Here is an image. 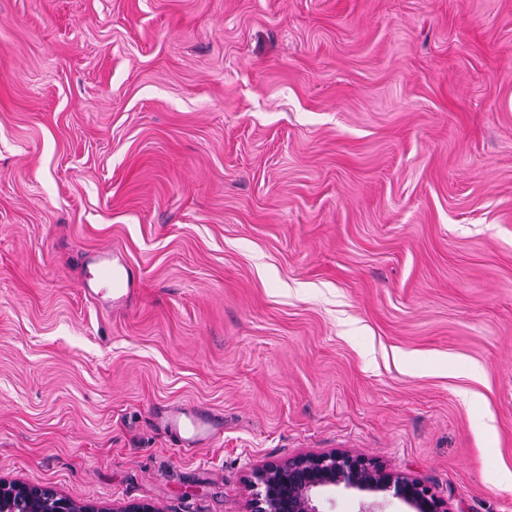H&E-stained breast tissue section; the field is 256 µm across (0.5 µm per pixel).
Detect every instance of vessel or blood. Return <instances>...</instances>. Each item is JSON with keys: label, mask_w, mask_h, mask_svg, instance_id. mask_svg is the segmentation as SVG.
<instances>
[{"label": "vessel or blood", "mask_w": 512, "mask_h": 512, "mask_svg": "<svg viewBox=\"0 0 512 512\" xmlns=\"http://www.w3.org/2000/svg\"><path fill=\"white\" fill-rule=\"evenodd\" d=\"M92 264L95 280L108 286L114 302H122L133 293L136 273L128 263H113L110 254L100 252ZM156 420L186 452L213 442L223 432L221 418L201 407H173L158 412Z\"/></svg>", "instance_id": "b4317fda"}]
</instances>
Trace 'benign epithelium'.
Returning <instances> with one entry per match:
<instances>
[{"label": "benign epithelium", "mask_w": 512, "mask_h": 512, "mask_svg": "<svg viewBox=\"0 0 512 512\" xmlns=\"http://www.w3.org/2000/svg\"><path fill=\"white\" fill-rule=\"evenodd\" d=\"M254 494L249 512H320L317 499L336 487L375 498L360 512H377L378 499L399 498L406 512H450L448 503L417 479L342 451L270 461L247 478ZM0 512H157L145 501H127L112 509L71 501L50 486L31 487L0 479Z\"/></svg>", "instance_id": "1"}]
</instances>
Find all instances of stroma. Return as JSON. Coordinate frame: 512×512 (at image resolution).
<instances>
[{
    "mask_svg": "<svg viewBox=\"0 0 512 512\" xmlns=\"http://www.w3.org/2000/svg\"><path fill=\"white\" fill-rule=\"evenodd\" d=\"M333 450L512 512V0H0V478L248 512ZM92 264L95 271L93 279L110 288L114 303L124 301L134 292L136 273L128 263L113 264L109 253L98 252L92 259ZM156 420L186 452L213 442L223 432L221 418L202 407H173L158 412Z\"/></svg>",
    "mask_w": 512,
    "mask_h": 512,
    "instance_id": "stroma-1",
    "label": "stroma"
}]
</instances>
